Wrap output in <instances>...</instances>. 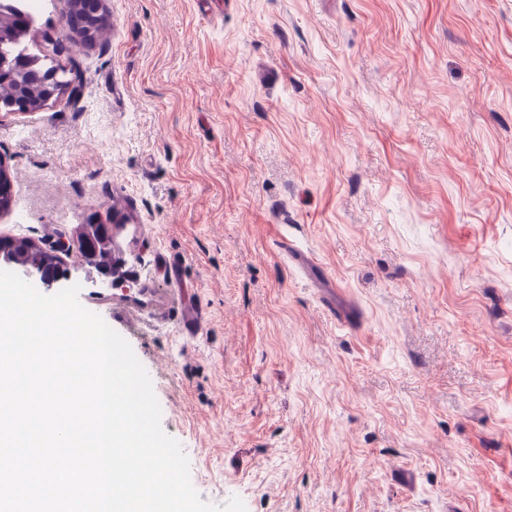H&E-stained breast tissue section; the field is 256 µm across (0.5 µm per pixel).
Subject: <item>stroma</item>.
Listing matches in <instances>:
<instances>
[{"mask_svg": "<svg viewBox=\"0 0 512 512\" xmlns=\"http://www.w3.org/2000/svg\"><path fill=\"white\" fill-rule=\"evenodd\" d=\"M104 5L39 0L82 91L0 109V235L113 225L134 289L71 280L201 500L512 512V0Z\"/></svg>", "mask_w": 512, "mask_h": 512, "instance_id": "1", "label": "stroma"}]
</instances>
